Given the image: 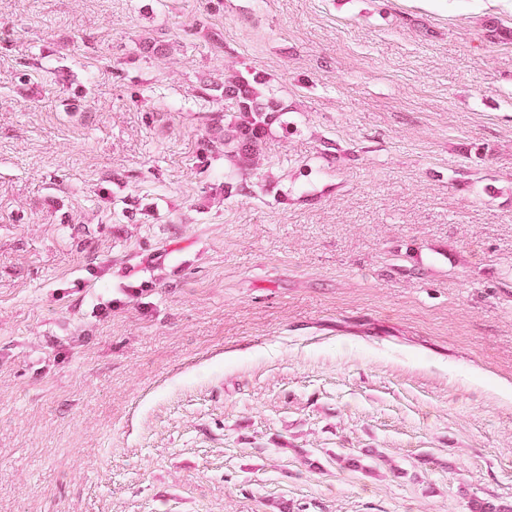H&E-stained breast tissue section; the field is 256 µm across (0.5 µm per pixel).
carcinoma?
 I'll list each match as a JSON object with an SVG mask.
<instances>
[{
    "mask_svg": "<svg viewBox=\"0 0 512 512\" xmlns=\"http://www.w3.org/2000/svg\"><path fill=\"white\" fill-rule=\"evenodd\" d=\"M265 86L263 76L249 70L224 79V111L234 117L224 128L225 154L248 160L257 156L267 127L281 111Z\"/></svg>",
    "mask_w": 512,
    "mask_h": 512,
    "instance_id": "obj_1",
    "label": "carcinoma"
}]
</instances>
